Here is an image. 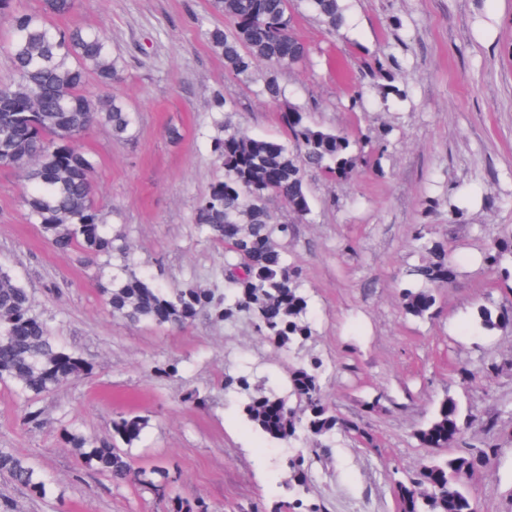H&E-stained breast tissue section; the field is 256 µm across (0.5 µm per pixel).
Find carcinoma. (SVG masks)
Instances as JSON below:
<instances>
[{"mask_svg":"<svg viewBox=\"0 0 512 512\" xmlns=\"http://www.w3.org/2000/svg\"><path fill=\"white\" fill-rule=\"evenodd\" d=\"M294 2L212 0L214 11L232 28L201 29L212 52L224 59L228 74L247 81L256 67H267L261 94L271 102L285 97L279 70L306 55L295 32ZM302 2L331 31L345 23L341 0ZM76 6L77 0H40L39 8L31 10L23 0H0V20L8 30L0 47L12 63V76L0 81V167L21 173L28 223L38 225L57 251L76 252L95 263L103 309L111 317L178 327L201 316L220 322L245 314L277 347L292 348L312 334L309 302L297 271L277 243L288 236L289 226L278 221L270 201L279 198L296 218H306L311 211L306 172L348 177L358 167L362 135L324 128L302 108L287 113L285 141L250 136L215 118L210 150L224 176L199 198L193 219L201 237L224 247V289L171 286L130 261L129 244L99 201L93 182L96 160L79 145L95 126L108 128L115 137L130 136L137 115L112 91L125 68L112 39L99 28L54 22ZM437 249L439 259L410 272L421 287L403 292L402 307L414 317L430 314L433 291L442 287V268H456L452 249ZM509 258V234L485 253L492 267ZM477 318L486 331L509 322L508 314H496L485 305L478 306ZM90 370L80 353L51 335L28 289L0 269V384L33 400ZM321 375L322 363L316 358L293 370L290 389L300 397L296 406L271 387L250 392L245 377L229 381L248 393L243 412L256 430L272 440L299 443V452L286 461L291 473L303 472L306 458L325 450L326 436L337 431L365 435L359 426L336 417L323 398ZM451 423H460V414L449 398L418 436L423 440ZM147 424L140 416L121 417L113 422L108 438L87 436L73 427L63 429V438L83 467L106 472L117 483L133 476L164 492L173 484L164 464L131 473L129 448L142 439ZM493 455L492 448L469 447L430 462L409 477L416 496L405 500L402 512H476L474 494L464 481L487 467ZM0 476L35 494L47 493L46 476L10 448H0ZM288 489L293 492L288 512H318L306 503L300 488L290 483Z\"/></svg>","mask_w":512,"mask_h":512,"instance_id":"1","label":"carcinoma"}]
</instances>
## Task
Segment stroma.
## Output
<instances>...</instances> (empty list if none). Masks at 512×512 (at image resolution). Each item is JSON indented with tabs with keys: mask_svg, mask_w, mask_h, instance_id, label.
<instances>
[{
	"mask_svg": "<svg viewBox=\"0 0 512 512\" xmlns=\"http://www.w3.org/2000/svg\"><path fill=\"white\" fill-rule=\"evenodd\" d=\"M347 21L329 31L299 10L295 30L306 58L279 74L278 103L224 69L200 35L224 24L210 0H78L62 23L102 28L125 70L115 86L138 114L134 137L103 128L83 146L97 167L100 199L135 258L160 264L167 283L224 285V251L201 239L192 215L222 175L210 153L213 96L224 120L248 134L283 138L284 112L310 109L322 126L371 138L367 162L350 179L310 171L311 214L280 247L300 273L313 334L285 351L256 333L249 317L182 327L130 325L103 310L94 269L62 254L28 223L17 171L0 168V267L20 279L54 336L93 366L91 373L26 402L0 384V448H11L53 482L47 496L0 479L14 512H178L202 499L212 512H271L287 499L281 463L293 450L254 431L229 376L287 389L309 357L324 365L325 398L337 417L370 435L336 434L308 462V493L321 512H400L397 484L459 445L431 448L417 431L454 399L464 437L497 455L470 480L478 512H512V326L476 335L478 304L512 311V265L488 269L487 244L512 227V0H346ZM383 62V74L372 70ZM180 140H171L169 128ZM465 195L462 218L450 194ZM461 258L452 286L436 290L428 316L406 314L400 291L409 270L436 259L431 243ZM175 362L176 376L157 374ZM495 365L490 378L463 379L460 367ZM191 390L208 404L183 402ZM39 411L38 423L27 420ZM122 415L147 419L130 452L133 468L164 463L178 499L138 482H113L83 468L61 429L107 437Z\"/></svg>",
	"mask_w": 512,
	"mask_h": 512,
	"instance_id": "obj_1",
	"label": "stroma"
}]
</instances>
